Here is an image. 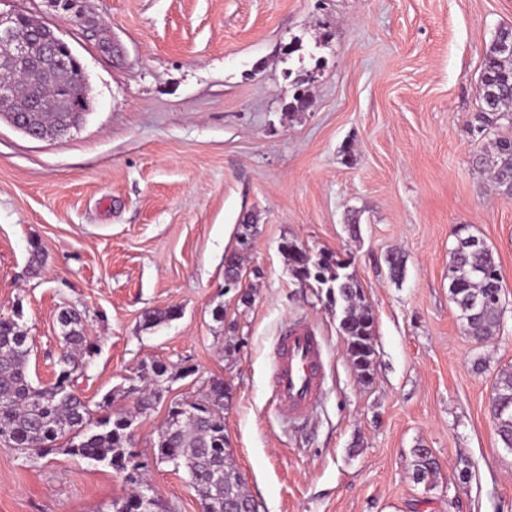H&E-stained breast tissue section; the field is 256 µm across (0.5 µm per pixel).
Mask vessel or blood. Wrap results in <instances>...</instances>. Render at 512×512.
<instances>
[{
    "instance_id": "obj_1",
    "label": "vessel or blood",
    "mask_w": 512,
    "mask_h": 512,
    "mask_svg": "<svg viewBox=\"0 0 512 512\" xmlns=\"http://www.w3.org/2000/svg\"><path fill=\"white\" fill-rule=\"evenodd\" d=\"M270 386L278 413L293 420L305 418L320 398L322 350L307 326L290 325L280 336L271 362Z\"/></svg>"
}]
</instances>
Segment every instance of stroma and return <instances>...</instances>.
I'll list each match as a JSON object with an SVG mask.
<instances>
[{
    "instance_id": "35a3bbf8",
    "label": "stroma",
    "mask_w": 512,
    "mask_h": 512,
    "mask_svg": "<svg viewBox=\"0 0 512 512\" xmlns=\"http://www.w3.org/2000/svg\"><path fill=\"white\" fill-rule=\"evenodd\" d=\"M10 3L57 23L91 102L62 137L0 121V316L32 337L34 382L60 368L64 308L96 346L74 384L89 406L109 395L133 407L164 364L162 396L133 431L167 512L200 504L186 473L158 462V430L215 378L259 512H512V450L490 410L498 373L512 370V198L473 165L484 142L470 130L483 52L512 26V0H84L81 26L49 0ZM311 54L325 66L309 106L286 112L285 69ZM247 216L233 290L224 257ZM459 224L499 265L501 329L484 343L465 334L448 289ZM288 242L338 253L361 285L376 317L372 383L350 365L332 294L292 276ZM35 253L38 277L26 272ZM166 310L172 319L145 326ZM298 321L321 338L325 384L292 423L275 412L268 364ZM419 446L439 467L428 483L412 479ZM128 491L106 464L0 439V512H112Z\"/></svg>"
}]
</instances>
